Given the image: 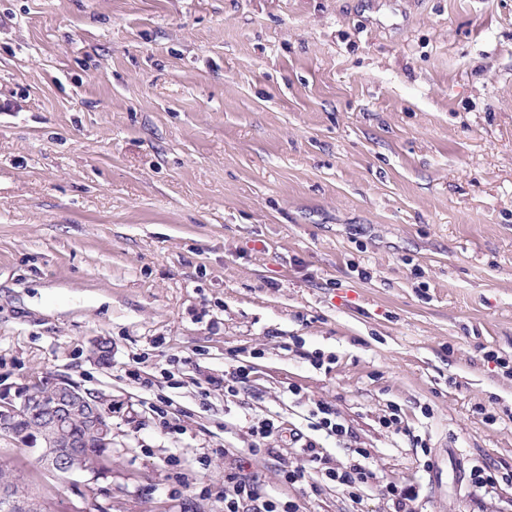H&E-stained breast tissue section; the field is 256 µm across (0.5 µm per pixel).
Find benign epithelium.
I'll use <instances>...</instances> for the list:
<instances>
[{"label": "benign epithelium", "instance_id": "7a95c632", "mask_svg": "<svg viewBox=\"0 0 512 512\" xmlns=\"http://www.w3.org/2000/svg\"><path fill=\"white\" fill-rule=\"evenodd\" d=\"M40 387L46 388L47 396L35 394L30 386L0 389V436L17 438L35 453L37 463L59 480L88 475L90 481H96L98 474L86 468L80 453L61 450V436L71 419L79 416L95 443L112 447V415L103 396L58 376L43 377ZM21 415L40 419L44 427L17 433L15 424Z\"/></svg>", "mask_w": 512, "mask_h": 512}]
</instances>
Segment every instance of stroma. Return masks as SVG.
Returning <instances> with one entry per match:
<instances>
[{
    "instance_id": "1",
    "label": "stroma",
    "mask_w": 512,
    "mask_h": 512,
    "mask_svg": "<svg viewBox=\"0 0 512 512\" xmlns=\"http://www.w3.org/2000/svg\"><path fill=\"white\" fill-rule=\"evenodd\" d=\"M46 374L112 408L91 483L0 437L48 512H512V0H0V388ZM321 403L359 498L284 479L349 459ZM318 412L322 415L318 422V428L325 430L327 435L336 437L339 441L345 438H353V433L343 423L338 422L336 413L327 406L320 405ZM346 448H349L353 461L340 471H328L326 474L331 480L348 490L349 493L355 494L372 478V473L365 465L369 453L366 448L358 446L350 445ZM259 498L244 475L238 472L224 475V512H243L240 510L242 501H255ZM386 493L393 501L394 512H416L413 504L418 497V493L413 486L387 485Z\"/></svg>"
}]
</instances>
